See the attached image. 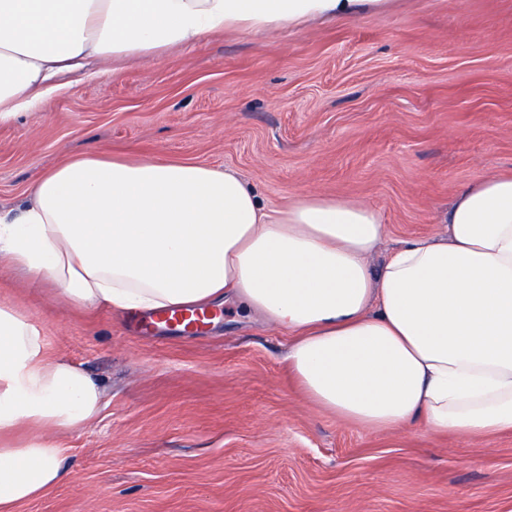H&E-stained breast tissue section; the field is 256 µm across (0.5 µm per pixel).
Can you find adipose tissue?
<instances>
[{
    "label": "adipose tissue",
    "mask_w": 512,
    "mask_h": 512,
    "mask_svg": "<svg viewBox=\"0 0 512 512\" xmlns=\"http://www.w3.org/2000/svg\"><path fill=\"white\" fill-rule=\"evenodd\" d=\"M387 2L0 0V123L65 91L60 76L92 62ZM447 224L375 272L369 257L386 226L374 207L307 195L275 208L228 169L84 154L0 217V261L83 307L257 315L291 336L288 369L308 399L368 432L512 431V175L459 190ZM103 403L82 368L47 357L25 312L0 305V512L60 482L59 433L86 426Z\"/></svg>",
    "instance_id": "1"
}]
</instances>
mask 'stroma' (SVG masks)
<instances>
[{
    "instance_id": "35a3bbf8",
    "label": "stroma",
    "mask_w": 512,
    "mask_h": 512,
    "mask_svg": "<svg viewBox=\"0 0 512 512\" xmlns=\"http://www.w3.org/2000/svg\"><path fill=\"white\" fill-rule=\"evenodd\" d=\"M84 153L237 172L264 202L379 209L369 259L445 231L454 195L512 174V0H390L267 34L224 31L77 76L0 124V214ZM87 371L105 405L61 435L62 481L18 512H512V432L370 433L309 402L289 337L224 310L200 336L79 307L0 266V305Z\"/></svg>"
}]
</instances>
